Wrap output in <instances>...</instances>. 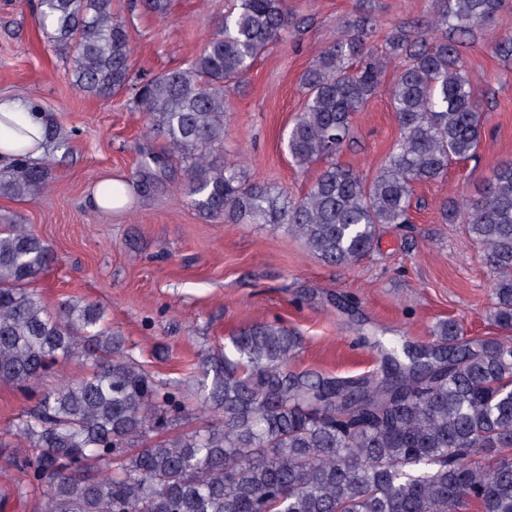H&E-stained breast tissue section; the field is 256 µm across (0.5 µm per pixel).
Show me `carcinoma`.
Instances as JSON below:
<instances>
[{
  "instance_id": "carcinoma-1",
  "label": "carcinoma",
  "mask_w": 512,
  "mask_h": 512,
  "mask_svg": "<svg viewBox=\"0 0 512 512\" xmlns=\"http://www.w3.org/2000/svg\"><path fill=\"white\" fill-rule=\"evenodd\" d=\"M54 46L74 52L67 76L108 99L132 90L146 140L138 189L175 179L203 219L285 227L325 262L347 266L373 250L385 224H406L413 187L445 177L448 162L474 157L483 102L466 53L512 0H434L432 14L394 24L385 57L399 71L389 102L399 138L367 181L336 162L352 122L377 94L384 64L368 40L375 20L336 21V35L301 75L302 110L287 133L293 162L326 166L298 198L249 182L224 162V92L238 84L296 21L285 0H234L185 68L134 80L125 25L112 0H31ZM488 46L512 60V33ZM49 169L26 156L0 171V195L33 199ZM483 250L493 279L491 319L512 331V158L491 170L478 198L442 206ZM49 247L24 224L0 226V381L35 399L0 432L13 448L3 474L37 512H512V342L475 352L453 319L436 343L406 344L381 377L340 380L295 371L298 337L255 323L232 350L205 354L193 392L160 381L125 347L94 303L51 310L37 289ZM79 360L90 373L42 389L55 366ZM197 411L204 425L172 426ZM497 453L480 465L474 458Z\"/></svg>"
}]
</instances>
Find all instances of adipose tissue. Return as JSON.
I'll list each match as a JSON object with an SVG mask.
<instances>
[{
	"instance_id": "obj_1",
	"label": "adipose tissue",
	"mask_w": 512,
	"mask_h": 512,
	"mask_svg": "<svg viewBox=\"0 0 512 512\" xmlns=\"http://www.w3.org/2000/svg\"><path fill=\"white\" fill-rule=\"evenodd\" d=\"M42 108L19 96L0 95V160L23 154L40 161L51 149Z\"/></svg>"
}]
</instances>
